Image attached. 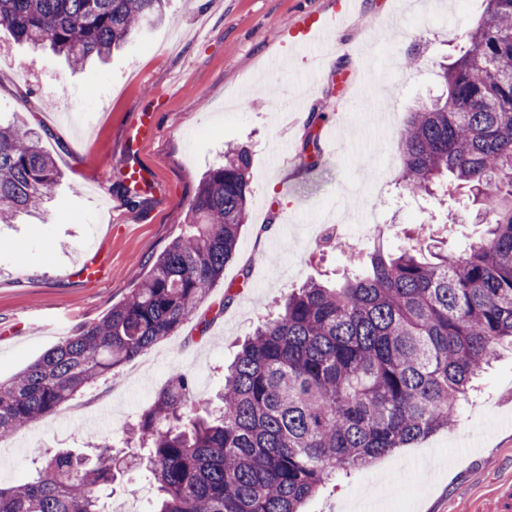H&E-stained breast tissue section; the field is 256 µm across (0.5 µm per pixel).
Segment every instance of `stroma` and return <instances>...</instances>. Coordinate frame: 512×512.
Wrapping results in <instances>:
<instances>
[{"mask_svg": "<svg viewBox=\"0 0 512 512\" xmlns=\"http://www.w3.org/2000/svg\"><path fill=\"white\" fill-rule=\"evenodd\" d=\"M336 0H170L163 22L146 27L106 62L73 70L50 50H31L0 29V119L41 132L64 177L38 215L0 224V380L21 372L58 341L121 303L148 263L186 229L189 205L231 144L249 147L251 217L236 253L201 309L211 325L188 322L126 364L131 379L102 381L0 445V486L33 477L34 462L60 448L93 455L164 389L173 370L194 378L200 405L259 321L289 289L337 278L349 252L318 250L312 226L342 206L375 213L393 252L456 251L480 236L462 197L408 196L395 183L397 135L410 109L442 94V62L460 50L484 0H358V11L322 41L298 46L289 30L301 12L333 14ZM357 45L339 67L330 46ZM419 55L416 69L404 64ZM158 113V131L137 157L154 180L126 190L123 141L137 113ZM319 137L316 165L304 160ZM455 208L456 222L444 217ZM90 250L107 260L101 282L73 286L67 275ZM238 295L225 304L227 284ZM483 398L458 426L434 433L326 484L303 512H488L512 482V352L484 375ZM137 486L138 496L125 493ZM155 489L131 467L112 485V506L148 512Z\"/></svg>", "mask_w": 512, "mask_h": 512, "instance_id": "obj_1", "label": "stroma"}]
</instances>
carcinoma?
Masks as SVG:
<instances>
[{
  "instance_id": "1",
  "label": "carcinoma",
  "mask_w": 512,
  "mask_h": 512,
  "mask_svg": "<svg viewBox=\"0 0 512 512\" xmlns=\"http://www.w3.org/2000/svg\"><path fill=\"white\" fill-rule=\"evenodd\" d=\"M468 46L439 66L446 89L398 136L407 195L467 190L485 234L459 254L370 246L330 286L285 297L224 370L216 413L192 412L194 380L174 371L95 461L56 452L37 477L0 487V512H103L134 461L156 488L151 512H301L328 481L459 420L475 381L512 346V0H484ZM164 0H0V28L71 67L105 58L162 14ZM251 155L230 147L189 206L188 230L102 320L0 381V441L178 331L224 276L248 218ZM61 174L40 135L0 123V223L39 209Z\"/></svg>"
}]
</instances>
